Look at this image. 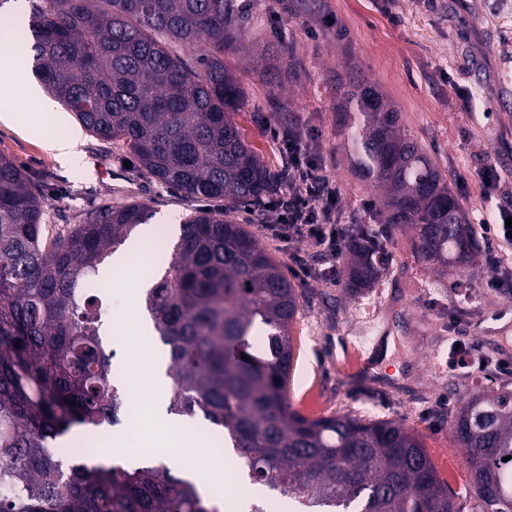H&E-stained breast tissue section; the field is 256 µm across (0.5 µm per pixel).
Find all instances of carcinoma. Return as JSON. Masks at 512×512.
<instances>
[{
  "mask_svg": "<svg viewBox=\"0 0 512 512\" xmlns=\"http://www.w3.org/2000/svg\"><path fill=\"white\" fill-rule=\"evenodd\" d=\"M249 5L40 0L27 19L0 17V41L87 131L124 146L171 190L259 209L276 203L280 179L230 119L244 89L224 65L247 34ZM271 60L279 71L297 64L283 45ZM336 111L355 174L380 191L384 223L412 227L427 262L473 266L462 207L397 110L351 75ZM45 203L0 154V486L9 487L0 512H221L218 493L162 462L69 465L56 446L74 427L120 421L125 393L101 339L99 274L154 213L133 200L59 227L47 224ZM167 248L171 260L144 303L170 363V414L224 431L240 472L291 512H455L420 437L402 423L309 419L292 408L299 300L245 225L226 209H199ZM343 257L351 295L372 288L386 265L383 242L362 224L348 228ZM450 426L478 512H512V390L469 395Z\"/></svg>",
  "mask_w": 512,
  "mask_h": 512,
  "instance_id": "obj_1",
  "label": "carcinoma"
}]
</instances>
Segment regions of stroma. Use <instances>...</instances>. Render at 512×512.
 <instances>
[{
	"instance_id": "1",
	"label": "stroma",
	"mask_w": 512,
	"mask_h": 512,
	"mask_svg": "<svg viewBox=\"0 0 512 512\" xmlns=\"http://www.w3.org/2000/svg\"><path fill=\"white\" fill-rule=\"evenodd\" d=\"M253 0L246 46L224 55L245 91L231 118L271 172L285 162L272 138L294 120L316 134L329 174L342 188L345 219L368 225L383 242L388 266L366 296L345 297L341 283L291 277L300 299L292 326L294 361L288 397L294 409L315 419L349 413L368 420H395L420 435L438 477L447 485L456 512H475L465 451L454 440L450 417L461 399L476 391L512 388V373L497 363L512 360V329L495 313L507 298L485 288L486 263L439 274L419 259L410 228L384 224L373 186L352 171L336 132V78L346 69L378 87L398 110L402 128L419 142L446 175L469 224L498 207L512 208V4L505 0ZM292 46L303 69L295 78L268 74L265 43ZM20 126L0 122V153L10 157L48 196L50 223H78L106 202L137 200L154 213L151 229L177 238L180 224L199 204L170 191L127 164L128 153L83 133L78 149L85 170L62 168L43 144L58 133L47 114L20 102ZM494 164L500 189L485 199L477 178ZM257 244L290 267L284 243L268 224L275 210L256 217L236 208ZM124 274L111 270V307L102 337L114 331L137 334L129 308L134 300ZM367 324L368 336L384 332L382 363L347 368L354 333ZM480 343L490 361L469 375L448 367L453 342ZM146 404L124 408L120 424L94 445V459L134 465L136 456H158L163 427L146 428Z\"/></svg>"
}]
</instances>
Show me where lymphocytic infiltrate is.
Here are the masks:
<instances>
[{
    "label": "lymphocytic infiltrate",
    "mask_w": 512,
    "mask_h": 512,
    "mask_svg": "<svg viewBox=\"0 0 512 512\" xmlns=\"http://www.w3.org/2000/svg\"><path fill=\"white\" fill-rule=\"evenodd\" d=\"M273 138L288 156V173L278 208L280 219L269 230L286 244L296 275L335 281L345 234L340 206L342 188L327 173L321 156L297 126L274 132ZM509 217L512 210L502 209L481 220L479 227L487 245V265L492 271L486 285L511 296L512 271L502 268L497 253L499 244L512 241V228L505 223Z\"/></svg>",
    "instance_id": "lymphocytic-infiltrate-1"
}]
</instances>
